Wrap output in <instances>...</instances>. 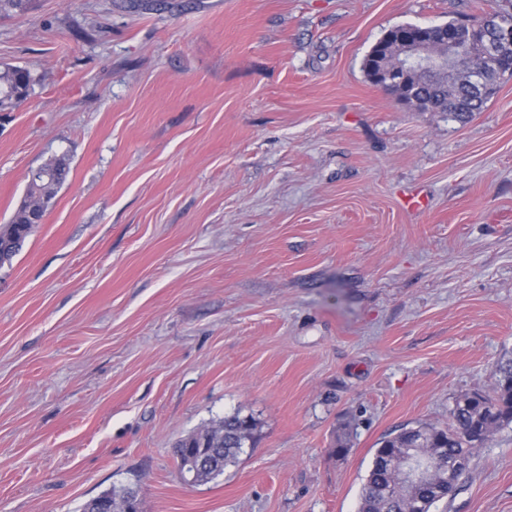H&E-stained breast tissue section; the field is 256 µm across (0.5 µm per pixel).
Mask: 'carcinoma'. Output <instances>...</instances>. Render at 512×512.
<instances>
[{
  "instance_id": "carcinoma-1",
  "label": "carcinoma",
  "mask_w": 512,
  "mask_h": 512,
  "mask_svg": "<svg viewBox=\"0 0 512 512\" xmlns=\"http://www.w3.org/2000/svg\"><path fill=\"white\" fill-rule=\"evenodd\" d=\"M30 0H0V16L23 14ZM494 18L512 19L511 13L480 10L468 15L475 26H486ZM367 78L401 98L407 91L422 86L417 109L445 112L448 102L456 105L454 118L464 121L480 111L497 92L504 73L487 68L477 85L467 77L449 83L439 76L423 85V77L407 74L402 83L388 85L385 64L365 66ZM32 82L29 71L13 66L0 69V111L23 101ZM41 174L28 180L26 198L8 223L0 224V265L11 261L34 223L29 217L34 203L48 204L65 180L68 163L63 157L39 167ZM494 382L489 392L458 395L450 409V423L441 428L422 422L403 428L380 442L362 489L359 512H432L436 504L455 492L461 473L470 468L474 450L483 447L492 435L512 424V359L493 370ZM258 428L251 416L235 413L219 423L180 439L173 453L178 461L188 454H206L214 465L199 476L209 482L224 474L237 462L246 445L253 443ZM461 463V472L451 474L448 464ZM112 501L117 512H140V500L134 490L104 492L87 501L82 512H96L98 503Z\"/></svg>"
}]
</instances>
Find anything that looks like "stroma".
<instances>
[{"label":"stroma","instance_id":"35a3bbf8","mask_svg":"<svg viewBox=\"0 0 512 512\" xmlns=\"http://www.w3.org/2000/svg\"><path fill=\"white\" fill-rule=\"evenodd\" d=\"M512 0H33L0 20V512H357L383 437L449 423L512 358V77L460 122L363 60L391 28ZM252 416L185 482L175 443ZM349 432L344 453L336 440ZM437 512H512V425ZM32 82L29 71L13 66L0 69V111L14 108L23 101ZM40 175L28 178L26 198L7 224H0V265L10 262L21 242L30 234L35 223L30 219V206L39 203L46 209L56 189L65 180L68 163L65 157L56 158L40 167ZM45 174V175H44ZM45 204V205H44ZM257 428L258 423L253 417H241L239 413H235L224 417V420L213 426L180 439L173 448L180 472L187 454L190 455L184 464L185 477L208 464L202 457L193 454H206L212 457L214 465L199 476L198 482H209L218 478L224 474L227 466L237 462L247 443L252 447ZM112 499V506L117 512H140V500L134 495V490L130 487L124 488L120 493L113 491L104 492L97 497L87 501L83 507V512L97 511L98 503L104 500Z\"/></svg>","mask_w":512,"mask_h":512}]
</instances>
